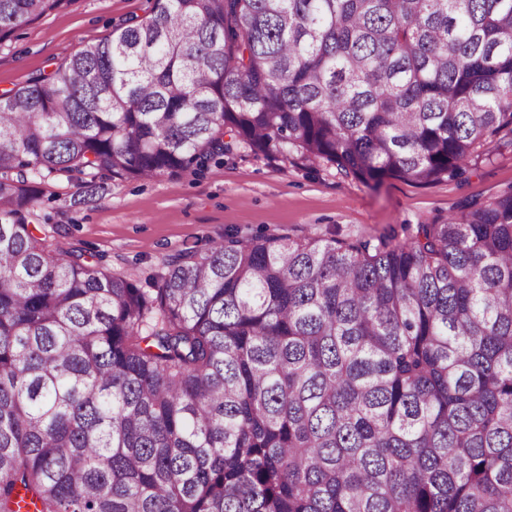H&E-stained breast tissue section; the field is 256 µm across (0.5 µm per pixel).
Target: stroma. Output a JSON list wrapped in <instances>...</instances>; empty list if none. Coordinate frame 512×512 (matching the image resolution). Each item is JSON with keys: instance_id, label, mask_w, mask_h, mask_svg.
Instances as JSON below:
<instances>
[{"instance_id": "stroma-1", "label": "stroma", "mask_w": 512, "mask_h": 512, "mask_svg": "<svg viewBox=\"0 0 512 512\" xmlns=\"http://www.w3.org/2000/svg\"><path fill=\"white\" fill-rule=\"evenodd\" d=\"M155 0H68L0 42V94L49 73L99 42ZM512 185V131L479 150L457 177L415 186L387 177L367 185L336 168L241 150L201 171L151 179L103 177L94 195L79 180L51 178L40 208L59 246L91 256L112 274L157 287L173 256L206 251L226 234H287L322 240L375 238L434 224L467 201L487 202Z\"/></svg>"}]
</instances>
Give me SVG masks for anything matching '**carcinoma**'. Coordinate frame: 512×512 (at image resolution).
Masks as SVG:
<instances>
[{
    "label": "carcinoma",
    "mask_w": 512,
    "mask_h": 512,
    "mask_svg": "<svg viewBox=\"0 0 512 512\" xmlns=\"http://www.w3.org/2000/svg\"><path fill=\"white\" fill-rule=\"evenodd\" d=\"M69 0H0V42ZM512 131V0H157L0 95V512H512V186L402 241L242 238L151 293L45 178L241 148L430 185Z\"/></svg>",
    "instance_id": "carcinoma-1"
}]
</instances>
